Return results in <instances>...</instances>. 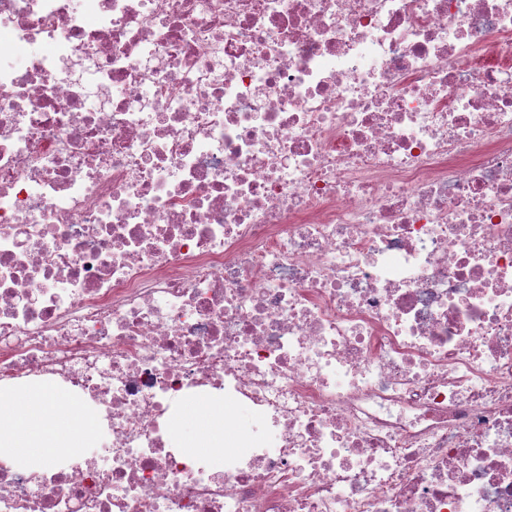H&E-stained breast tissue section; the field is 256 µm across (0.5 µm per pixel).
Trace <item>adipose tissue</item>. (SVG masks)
I'll list each match as a JSON object with an SVG mask.
<instances>
[{"mask_svg": "<svg viewBox=\"0 0 512 512\" xmlns=\"http://www.w3.org/2000/svg\"><path fill=\"white\" fill-rule=\"evenodd\" d=\"M187 415L193 429L180 437L189 450L221 459L224 428L210 404L191 405ZM88 427V416L66 405L52 385L28 395L0 396V455L30 470H41L50 459L84 447Z\"/></svg>", "mask_w": 512, "mask_h": 512, "instance_id": "obj_1", "label": "adipose tissue"}]
</instances>
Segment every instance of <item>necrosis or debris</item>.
I'll return each mask as SVG.
<instances>
[{
	"mask_svg": "<svg viewBox=\"0 0 512 512\" xmlns=\"http://www.w3.org/2000/svg\"><path fill=\"white\" fill-rule=\"evenodd\" d=\"M45 384L104 442L0 512H512V0H0V395ZM186 416L193 423V430L184 431L182 424L179 436L187 443L188 449L216 460L221 459L224 456V428L214 415L211 403L191 405Z\"/></svg>",
	"mask_w": 512,
	"mask_h": 512,
	"instance_id": "necrosis-or-debris-1",
	"label": "necrosis or debris"
}]
</instances>
